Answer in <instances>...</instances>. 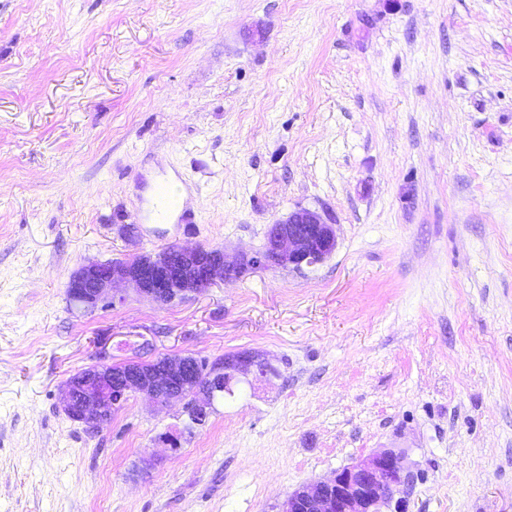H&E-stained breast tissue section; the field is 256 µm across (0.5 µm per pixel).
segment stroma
Returning a JSON list of instances; mask_svg holds the SVG:
<instances>
[{"mask_svg":"<svg viewBox=\"0 0 512 512\" xmlns=\"http://www.w3.org/2000/svg\"><path fill=\"white\" fill-rule=\"evenodd\" d=\"M300 207L320 264L68 299L83 263L258 251ZM244 350L277 376L201 425L62 410L99 362ZM383 449L405 512H512V0H0V512H279Z\"/></svg>","mask_w":512,"mask_h":512,"instance_id":"1","label":"stroma"}]
</instances>
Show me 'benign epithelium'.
<instances>
[{"label": "benign epithelium", "mask_w": 512, "mask_h": 512, "mask_svg": "<svg viewBox=\"0 0 512 512\" xmlns=\"http://www.w3.org/2000/svg\"><path fill=\"white\" fill-rule=\"evenodd\" d=\"M336 247L334 225L321 213L298 208L270 225L265 246L254 253L228 258L221 250L172 244L154 255H138L125 262H89L71 276L69 300L93 310L112 304V292L130 288L155 302L168 304L189 293H202L219 281L237 280L261 268L313 266ZM194 362L186 356L161 357L116 370L107 363L84 368L65 381L61 404L65 414L93 429L112 420V413L135 394L145 395L164 408L184 402L189 419L203 422L214 402L240 376L269 379L274 369L255 352H239L209 371L191 394L177 383L190 375ZM412 483L401 454L374 453L336 471L330 478L301 487L288 495L280 512H383Z\"/></svg>", "instance_id": "7a95c632"}]
</instances>
